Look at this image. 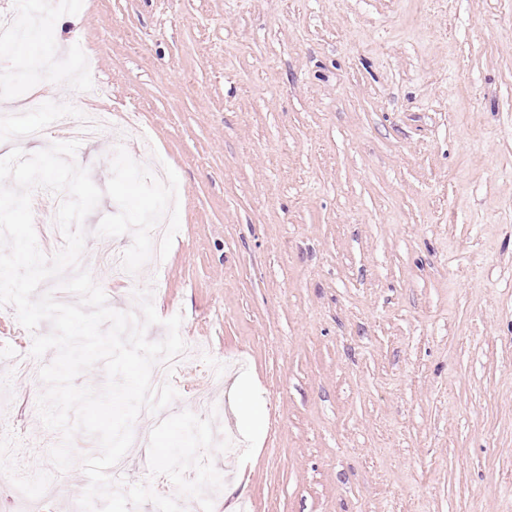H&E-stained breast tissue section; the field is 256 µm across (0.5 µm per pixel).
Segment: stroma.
<instances>
[{
	"instance_id": "35a3bbf8",
	"label": "stroma",
	"mask_w": 512,
	"mask_h": 512,
	"mask_svg": "<svg viewBox=\"0 0 512 512\" xmlns=\"http://www.w3.org/2000/svg\"><path fill=\"white\" fill-rule=\"evenodd\" d=\"M38 46L80 41L76 80L25 73L0 50L15 101L104 110L179 178L165 259L125 282L102 256L131 235L84 221L86 268L109 306L152 289L196 353L163 416L214 417L233 453L214 512H512V0H77ZM111 136L75 162L98 188ZM33 339L0 308V512L10 475L49 480L36 512H79L81 466L44 386L19 378ZM247 382L265 409L236 416ZM210 394L198 404L196 391ZM156 418L137 419L125 484L149 474Z\"/></svg>"
}]
</instances>
